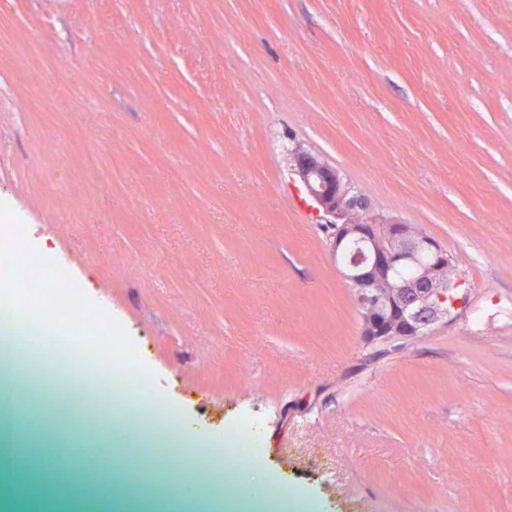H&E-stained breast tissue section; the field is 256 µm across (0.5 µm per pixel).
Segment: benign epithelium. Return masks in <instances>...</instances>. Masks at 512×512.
<instances>
[{"label":"benign epithelium","instance_id":"1","mask_svg":"<svg viewBox=\"0 0 512 512\" xmlns=\"http://www.w3.org/2000/svg\"><path fill=\"white\" fill-rule=\"evenodd\" d=\"M294 174L310 181V195L323 223L333 225L329 245L336 269L355 292L366 346H394L419 340L455 318L446 293L448 252L436 240H419L414 228L374 211L349 193L336 170L318 153L292 150ZM383 235L385 247L373 248ZM424 251L432 262L413 278L391 285V274Z\"/></svg>","mask_w":512,"mask_h":512}]
</instances>
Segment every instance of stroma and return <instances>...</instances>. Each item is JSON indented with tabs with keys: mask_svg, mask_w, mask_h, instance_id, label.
Segmentation results:
<instances>
[{
	"mask_svg": "<svg viewBox=\"0 0 512 512\" xmlns=\"http://www.w3.org/2000/svg\"><path fill=\"white\" fill-rule=\"evenodd\" d=\"M84 110L50 155L77 95ZM124 179L86 171L104 129ZM302 145L459 263L465 308L365 347ZM0 201L214 447L308 512H512V0H0ZM41 376L68 431L108 428Z\"/></svg>",
	"mask_w": 512,
	"mask_h": 512,
	"instance_id": "35a3bbf8",
	"label": "stroma"
}]
</instances>
